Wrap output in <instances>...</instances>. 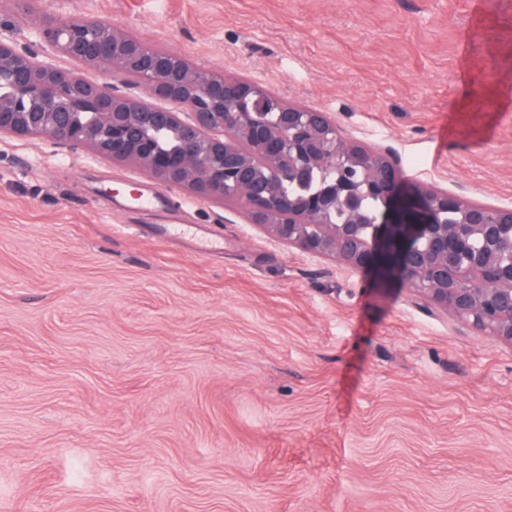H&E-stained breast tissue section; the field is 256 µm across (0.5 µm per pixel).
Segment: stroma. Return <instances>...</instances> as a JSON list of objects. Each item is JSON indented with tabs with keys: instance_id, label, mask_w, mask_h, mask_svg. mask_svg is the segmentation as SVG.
<instances>
[{
	"instance_id": "stroma-1",
	"label": "stroma",
	"mask_w": 512,
	"mask_h": 512,
	"mask_svg": "<svg viewBox=\"0 0 512 512\" xmlns=\"http://www.w3.org/2000/svg\"><path fill=\"white\" fill-rule=\"evenodd\" d=\"M20 4L0 38L108 21L334 113L409 185L512 205V0ZM0 512H512V345L241 203L0 136Z\"/></svg>"
}]
</instances>
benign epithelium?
<instances>
[{
    "label": "benign epithelium",
    "instance_id": "7a95c632",
    "mask_svg": "<svg viewBox=\"0 0 512 512\" xmlns=\"http://www.w3.org/2000/svg\"><path fill=\"white\" fill-rule=\"evenodd\" d=\"M102 30L94 39L82 25L45 16L32 44L19 48L0 39V82L8 85L0 94L1 136L92 148L203 199L239 200L250 223L272 239L369 271L384 288L401 283L426 310L450 313L512 345V252L500 250L504 236H512L511 207L438 188L421 190L419 202L405 194L393 154L342 137L331 113L271 97L259 84L191 65L178 70L180 55L136 53L125 28ZM43 49L101 66L104 79L87 80L45 59ZM132 71L143 96L118 88ZM317 172L328 173L317 191L293 197L286 190ZM365 196L381 204L369 237L360 212ZM448 212L461 221L442 222ZM474 237L482 240L478 251L471 250ZM421 239L425 247L415 248Z\"/></svg>",
    "mask_w": 512,
    "mask_h": 512
}]
</instances>
